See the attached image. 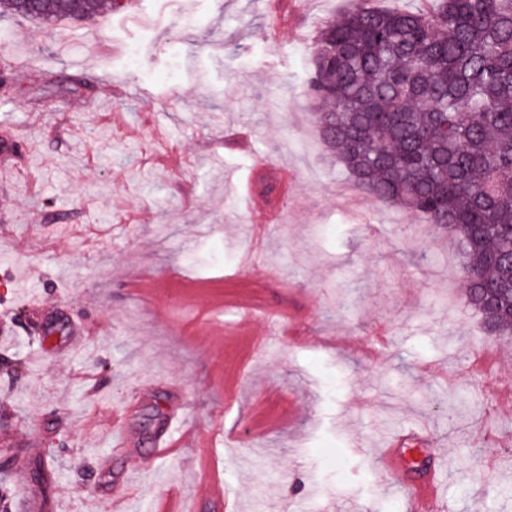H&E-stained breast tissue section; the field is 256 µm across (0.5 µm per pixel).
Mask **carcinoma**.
Instances as JSON below:
<instances>
[{
	"mask_svg": "<svg viewBox=\"0 0 512 512\" xmlns=\"http://www.w3.org/2000/svg\"><path fill=\"white\" fill-rule=\"evenodd\" d=\"M359 6L321 30L310 79L322 140L357 187L460 244L468 303L492 334L512 330V0ZM112 0H0L52 21Z\"/></svg>",
	"mask_w": 512,
	"mask_h": 512,
	"instance_id": "carcinoma-1",
	"label": "carcinoma"
}]
</instances>
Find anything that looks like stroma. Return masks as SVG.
<instances>
[{
	"mask_svg": "<svg viewBox=\"0 0 512 512\" xmlns=\"http://www.w3.org/2000/svg\"><path fill=\"white\" fill-rule=\"evenodd\" d=\"M355 0H138L0 15V495L11 512H414L384 434L450 512H512V336L466 301L447 229L361 190L320 143L315 36ZM30 68L27 81L8 73ZM287 164L285 186L254 158ZM277 201L253 248L251 193ZM251 297L291 336L238 327ZM125 487L123 416L147 454ZM109 469H101L102 457ZM41 461L48 493L30 480ZM192 435V432L184 429L180 436L177 439L169 438L166 439L163 436L156 438L152 445V454L148 459H140L135 463V466L138 468H142L144 466H148L151 460H155L158 457L167 455L171 452V448L182 446L184 442H186L189 437ZM418 436L414 431L401 432L390 435L384 443L382 450V466L385 474L395 481L400 478L404 467V454L410 445H419ZM420 439V438H419Z\"/></svg>",
	"mask_w": 512,
	"mask_h": 512,
	"instance_id": "35a3bbf8",
	"label": "stroma"
}]
</instances>
